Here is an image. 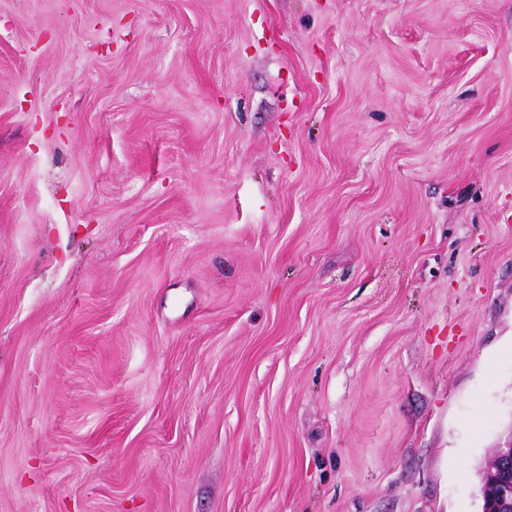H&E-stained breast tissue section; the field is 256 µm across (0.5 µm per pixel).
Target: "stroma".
<instances>
[{"mask_svg": "<svg viewBox=\"0 0 512 512\" xmlns=\"http://www.w3.org/2000/svg\"><path fill=\"white\" fill-rule=\"evenodd\" d=\"M512 430V0H0V512H481Z\"/></svg>", "mask_w": 512, "mask_h": 512, "instance_id": "35a3bbf8", "label": "stroma"}]
</instances>
